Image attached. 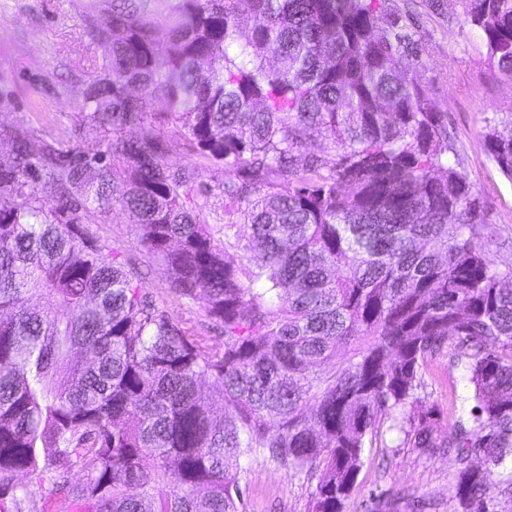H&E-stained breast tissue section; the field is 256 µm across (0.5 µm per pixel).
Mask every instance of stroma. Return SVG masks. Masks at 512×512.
I'll list each match as a JSON object with an SVG mask.
<instances>
[{"label": "stroma", "instance_id": "stroma-1", "mask_svg": "<svg viewBox=\"0 0 512 512\" xmlns=\"http://www.w3.org/2000/svg\"><path fill=\"white\" fill-rule=\"evenodd\" d=\"M112 0H0V162L12 155L15 130L29 131L33 141L52 138L62 147H95L102 129L81 109L92 71L102 50L92 39L87 17L107 16ZM391 13L409 17L420 52L404 57L417 67L431 89L438 110L448 115V139L478 193L490 227L487 248L494 264L512 265V181L486 152L488 126L512 130V83L492 78L482 55L477 29L465 23L461 0H387ZM169 144L168 161L198 165L204 181L221 184L224 169L198 160L183 136L170 125H158ZM135 216L120 208L87 213L83 224L105 251L132 257L142 272L145 290L156 306L193 326L213 341L224 332L206 316L203 301L174 294L166 268L139 241ZM463 362L451 352L439 355L425 374L420 395L438 411L437 433L451 432L454 413L466 405ZM399 433L388 431L382 442L366 449L364 464L346 512H365L366 505L405 489L431 499L434 512H455L448 488L458 465L454 455L426 456L400 447ZM245 512H309L311 482L263 458L252 460L245 478Z\"/></svg>", "mask_w": 512, "mask_h": 512}]
</instances>
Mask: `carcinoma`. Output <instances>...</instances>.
Wrapping results in <instances>:
<instances>
[{
    "mask_svg": "<svg viewBox=\"0 0 512 512\" xmlns=\"http://www.w3.org/2000/svg\"><path fill=\"white\" fill-rule=\"evenodd\" d=\"M154 2L89 18L83 108L106 149L21 130L0 164V512H240L257 456L316 479L311 512H345L386 423L424 455L455 449L459 512H512V266L489 256L447 113L401 67L412 35L381 26L386 0ZM462 2L512 81V0ZM159 99L221 186L168 163ZM484 141L512 181V132ZM116 206L223 343L88 235L83 215ZM446 348L471 406L442 437L419 390Z\"/></svg>",
    "mask_w": 512,
    "mask_h": 512,
    "instance_id": "cac0c4a2",
    "label": "carcinoma"
}]
</instances>
